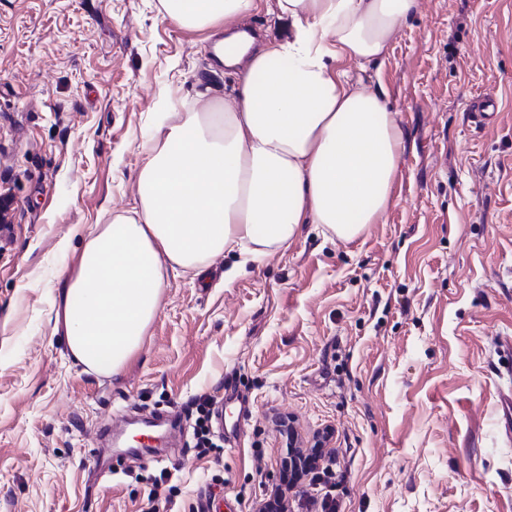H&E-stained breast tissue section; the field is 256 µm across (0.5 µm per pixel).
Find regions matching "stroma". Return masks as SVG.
Instances as JSON below:
<instances>
[{
    "mask_svg": "<svg viewBox=\"0 0 512 512\" xmlns=\"http://www.w3.org/2000/svg\"><path fill=\"white\" fill-rule=\"evenodd\" d=\"M243 23L290 30L278 0ZM212 35L159 0H0V512H254L282 477L278 415L307 445L332 428L299 491L339 512H512V0H420L383 60L348 62L405 133L379 223L349 241L305 226L230 283L236 254L169 277L118 375L54 335L59 239L136 205L158 98L235 95ZM479 96L495 125L468 122ZM228 387L235 438L198 456L190 404ZM130 406L175 414L153 435L163 458L122 456Z\"/></svg>",
    "mask_w": 512,
    "mask_h": 512,
    "instance_id": "35a3bbf8",
    "label": "stroma"
}]
</instances>
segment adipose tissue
Wrapping results in <instances>:
<instances>
[{"instance_id":"adipose-tissue-1","label":"adipose tissue","mask_w":512,"mask_h":512,"mask_svg":"<svg viewBox=\"0 0 512 512\" xmlns=\"http://www.w3.org/2000/svg\"><path fill=\"white\" fill-rule=\"evenodd\" d=\"M160 4L173 25L229 30L222 57L239 90L223 111L162 116L137 206L93 231L71 225L58 243L60 260L81 253L53 297V333L104 375L139 349L170 276L287 249L307 224L348 241L395 203L403 133L341 63L382 60L419 0H279L292 29L259 47L238 28L255 0Z\"/></svg>"}]
</instances>
